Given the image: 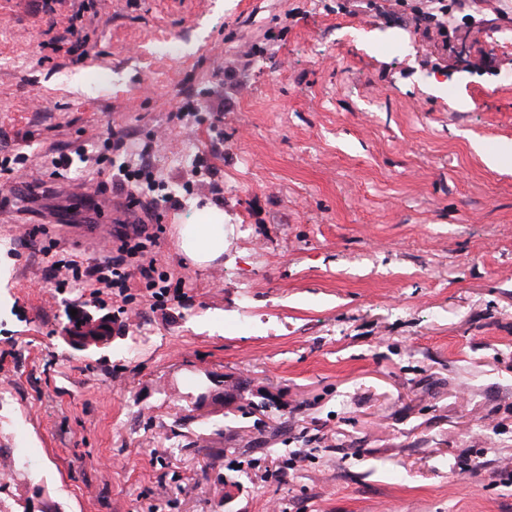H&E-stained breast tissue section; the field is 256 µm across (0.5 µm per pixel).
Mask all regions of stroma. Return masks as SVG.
<instances>
[{"label": "stroma", "mask_w": 512, "mask_h": 512, "mask_svg": "<svg viewBox=\"0 0 512 512\" xmlns=\"http://www.w3.org/2000/svg\"><path fill=\"white\" fill-rule=\"evenodd\" d=\"M78 6L0 0V154L29 157L0 179V512H512V0H94L76 63ZM115 133L150 150L164 310L56 289L41 250L124 232ZM211 208L200 266L179 227ZM89 298L86 354L59 332ZM179 237L181 251L196 263H207L224 252V224L210 216L204 224H183ZM90 305H83L77 310L72 322L61 330V337L66 344L78 351L99 348L112 339V319L97 316L87 310Z\"/></svg>", "instance_id": "35a3bbf8"}]
</instances>
